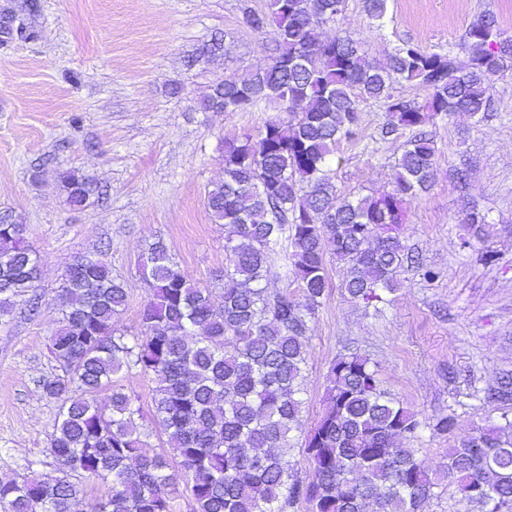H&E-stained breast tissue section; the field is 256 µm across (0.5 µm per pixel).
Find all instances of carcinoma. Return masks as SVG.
Listing matches in <instances>:
<instances>
[{"label":"carcinoma","instance_id":"carcinoma-1","mask_svg":"<svg viewBox=\"0 0 512 512\" xmlns=\"http://www.w3.org/2000/svg\"><path fill=\"white\" fill-rule=\"evenodd\" d=\"M345 3L269 0L268 12L244 13L250 29H272L275 53L266 67L244 66L214 84L201 103L205 112L287 113L222 139L224 179L208 190L206 207L227 228L223 307L157 239L141 255L151 291L145 332L129 338L114 328L128 291L112 268L93 258L69 266L50 345L63 375L38 380L43 395L62 401L49 446L55 475L0 480V512H173L185 490L194 512H289L300 500L310 512H424L446 482L478 512H512V420L477 429L430 472L413 447L418 414L382 388L376 363L359 352L331 362L324 411L305 439L310 478L293 469L308 321L328 288L326 257L345 267L350 299L377 314L401 270L439 278L401 237L406 205L434 179L436 145L423 127L459 113L484 118L496 81L512 71V37L491 13L469 27L463 67L450 51L408 41L377 64L367 41L322 35ZM403 82L424 98L400 94ZM369 100L387 115L381 138L405 136V149L391 189L342 197L331 164L341 142L359 139L360 103ZM61 187L71 206L99 195L94 180L74 171L62 174ZM26 233L0 212V325L38 278ZM281 252L280 276L297 298L263 286ZM121 371L155 383L160 452H149L128 394L114 389L107 405L96 402ZM74 472L109 483L107 497L88 500Z\"/></svg>","mask_w":512,"mask_h":512}]
</instances>
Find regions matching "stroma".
I'll return each instance as SVG.
<instances>
[{"label": "stroma", "mask_w": 512, "mask_h": 512, "mask_svg": "<svg viewBox=\"0 0 512 512\" xmlns=\"http://www.w3.org/2000/svg\"><path fill=\"white\" fill-rule=\"evenodd\" d=\"M268 0H0V210L27 226L39 259L35 290L0 326V480L53 474L47 452L60 403L46 398L39 378L59 374L49 352L62 314L56 291L81 255H101L128 290L115 329L142 335L141 311L150 290L139 270L145 245L163 239L188 280L223 302L227 264L223 225L212 223L206 192L223 180L222 140L255 132L264 112H205L211 85L243 65L265 67L272 36L247 28L244 12L262 13ZM493 12L512 36V0H388L384 36L364 0H346L343 18L325 36L370 39L375 59L404 41L453 51L465 60V34ZM222 38L223 51L197 59L202 45ZM361 138L342 143L332 182L343 196L381 192L403 139L381 140L386 117L361 105ZM436 147L429 192L407 207L403 238L424 263L441 272L428 281L402 271L395 301L382 315L351 302L343 267L328 259V288L309 321L302 428L292 442L294 470L308 477L302 452L307 428L324 404L326 375L336 355L357 350L377 363L383 388L422 422L417 442L429 469L477 428L512 418V399L491 401L490 389L512 379V77L498 80L494 110L483 121L466 115L427 126ZM468 171L459 182L458 171ZM75 171L95 179L100 197L85 207L65 201L58 176ZM483 214L474 234L464 219ZM152 433L151 378L118 373ZM451 416L450 434L432 430Z\"/></svg>", "instance_id": "stroma-1"}]
</instances>
